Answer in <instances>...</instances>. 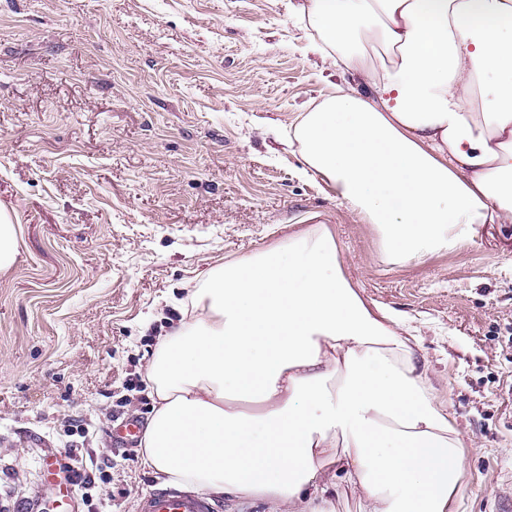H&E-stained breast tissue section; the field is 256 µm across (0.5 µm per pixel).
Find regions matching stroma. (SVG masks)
Returning <instances> with one entry per match:
<instances>
[{"mask_svg": "<svg viewBox=\"0 0 512 512\" xmlns=\"http://www.w3.org/2000/svg\"><path fill=\"white\" fill-rule=\"evenodd\" d=\"M299 0H0V512L77 457L81 512H139L162 488L115 416L148 422L147 380L200 273L287 248L319 217L352 287L409 319L418 373L464 457L455 512L512 501V223L392 265L379 233L289 145L351 82ZM94 487H86L87 474ZM16 224L10 215L0 209V271L13 267L19 260Z\"/></svg>", "mask_w": 512, "mask_h": 512, "instance_id": "1", "label": "stroma"}]
</instances>
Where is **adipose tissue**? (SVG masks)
Masks as SVG:
<instances>
[{
	"instance_id": "obj_1",
	"label": "adipose tissue",
	"mask_w": 512,
	"mask_h": 512,
	"mask_svg": "<svg viewBox=\"0 0 512 512\" xmlns=\"http://www.w3.org/2000/svg\"><path fill=\"white\" fill-rule=\"evenodd\" d=\"M337 88L295 130L303 173L403 265L512 223V0H308ZM392 49L376 68L359 36ZM499 76L477 95L486 73ZM148 370L140 464L163 482L326 512L341 464L362 512H449L458 433L387 310L349 286L326 227L207 271Z\"/></svg>"
}]
</instances>
